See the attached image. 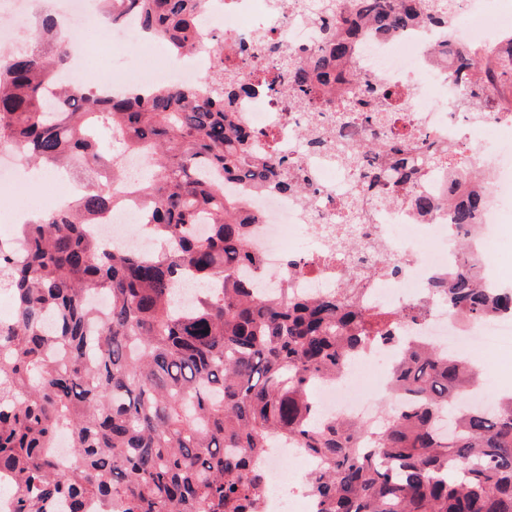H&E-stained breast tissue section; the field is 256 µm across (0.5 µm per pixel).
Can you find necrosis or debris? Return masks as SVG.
Segmentation results:
<instances>
[{
	"label": "necrosis or debris",
	"mask_w": 512,
	"mask_h": 512,
	"mask_svg": "<svg viewBox=\"0 0 512 512\" xmlns=\"http://www.w3.org/2000/svg\"><path fill=\"white\" fill-rule=\"evenodd\" d=\"M347 2L204 0L202 31L208 36L224 34L226 52L244 55L238 74L250 82L263 67H276L317 49L331 10ZM46 11L78 27L87 19V0H0V42L31 29ZM447 11V21L439 24H413L388 33L365 30L352 62L398 92L388 115L393 131L456 152L454 161L425 170L421 190L444 203L458 196L459 176L480 172L490 178L489 202L473 232L483 243L499 234L502 215L512 202V110L500 105L498 90L490 87L483 94L485 113L463 111V87L449 79V62L436 61L429 51L454 47L485 62L507 57L512 52V0H448ZM129 42L146 44L167 57L168 68L138 78L117 73L109 81L91 85L93 91L206 87V80L195 79L194 74L211 67L210 51L178 55L161 38L145 37L141 29L128 25L117 29L113 48ZM236 112L257 134L252 150L287 161L289 176L307 188L305 194L284 196L254 189L246 180L229 185L230 195L243 198L257 219L249 227V245L261 256L264 270L244 271V279L260 278L265 287L308 296L330 294L351 284L360 289V301L370 311L416 304L427 308L424 318L401 322L398 343L372 345L336 377L316 383L312 400L320 418L377 424L375 406L355 388L373 364L385 367L381 381L389 383V369L409 344L421 343L463 360L476 346L487 352L512 350V314L465 322L450 314L431 291L436 276L452 272L460 263L451 246L456 232L447 208L422 217L389 199L369 207L363 218L352 219L346 204L359 185L360 166L331 150H309L307 142L322 125L341 144L357 147L374 134L357 113L308 112L287 89L272 92L263 87L242 96ZM89 231L105 242L122 240L144 257L161 248L133 201L106 221L90 225ZM288 459L297 463V473L284 469ZM257 464L264 484L257 512H317L316 500L300 477L318 470V459L284 440L279 447L263 449Z\"/></svg>",
	"instance_id": "obj_1"
}]
</instances>
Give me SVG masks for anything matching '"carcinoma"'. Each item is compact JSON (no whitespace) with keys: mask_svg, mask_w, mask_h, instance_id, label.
I'll return each mask as SVG.
<instances>
[{"mask_svg":"<svg viewBox=\"0 0 512 512\" xmlns=\"http://www.w3.org/2000/svg\"><path fill=\"white\" fill-rule=\"evenodd\" d=\"M201 2L107 0L108 20L135 21L180 53L202 45ZM365 13L391 29L442 18L436 0H358L326 26L312 55L269 74L268 88L282 84L308 107L351 106L350 85L363 97H395L350 67ZM69 46L49 14L30 50L0 61V143L46 169L72 157L106 163L73 206L20 225V256H0L13 305L0 319V475L18 484L12 512H48L60 501L67 512H87L91 501L121 512H250L263 482L253 462L277 437L323 461L307 477L318 512H512V394L493 414L462 406L481 375L463 360L426 346L407 351L392 387L410 406L381 430L314 422L313 385L394 340L402 319L424 309L368 312L346 290L264 296L239 276L262 267L247 243L256 218L226 184L245 177L282 194L305 187L251 151L235 105L256 87L234 80L233 57L214 53L205 93L70 86L54 96ZM450 76L471 86L462 101L471 112L483 111V85L512 89L500 67L461 52ZM110 139L149 160L139 200L166 244L150 260L85 231L127 202ZM355 154L372 157L359 189L367 201L391 196L422 216L439 208L416 181L423 164L451 157L448 149L374 137ZM485 192L464 183L461 199L448 201L460 230L474 223ZM197 224L208 225L205 235L194 234ZM184 272L206 288L177 311L172 290ZM432 288L470 322L512 314V288L483 287L468 265ZM94 294L109 299L106 313L88 301ZM61 428L73 450L66 470L53 454Z\"/></svg>","mask_w":512,"mask_h":512,"instance_id":"carcinoma-1","label":"carcinoma"}]
</instances>
